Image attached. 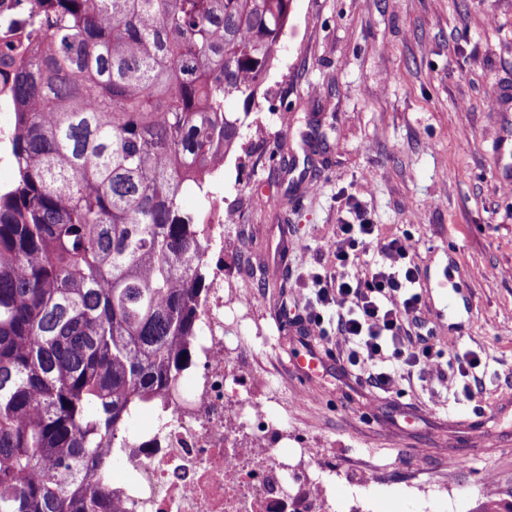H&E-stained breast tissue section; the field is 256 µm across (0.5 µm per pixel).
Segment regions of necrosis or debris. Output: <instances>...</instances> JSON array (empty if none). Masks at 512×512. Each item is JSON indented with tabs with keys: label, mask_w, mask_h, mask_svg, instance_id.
<instances>
[{
	"label": "necrosis or debris",
	"mask_w": 512,
	"mask_h": 512,
	"mask_svg": "<svg viewBox=\"0 0 512 512\" xmlns=\"http://www.w3.org/2000/svg\"><path fill=\"white\" fill-rule=\"evenodd\" d=\"M205 309L196 370L171 388L166 417L141 423L113 459L110 502L121 512H338L335 494L315 479L332 466L315 449L269 448L286 427L271 425L260 398L230 393L246 337L224 333V276Z\"/></svg>",
	"instance_id": "obj_1"
}]
</instances>
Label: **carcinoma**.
Wrapping results in <instances>:
<instances>
[{
	"label": "carcinoma",
	"mask_w": 512,
	"mask_h": 512,
	"mask_svg": "<svg viewBox=\"0 0 512 512\" xmlns=\"http://www.w3.org/2000/svg\"><path fill=\"white\" fill-rule=\"evenodd\" d=\"M38 2L36 36L4 40L0 512H105L133 414L196 353L206 218L184 197L209 204L293 0Z\"/></svg>",
	"instance_id": "1"
}]
</instances>
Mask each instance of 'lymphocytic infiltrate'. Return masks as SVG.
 <instances>
[{
	"mask_svg": "<svg viewBox=\"0 0 512 512\" xmlns=\"http://www.w3.org/2000/svg\"><path fill=\"white\" fill-rule=\"evenodd\" d=\"M375 224L361 219L357 224L336 227L329 248L336 259L332 274H315L314 300L296 317L307 331L335 337L342 347V360L349 365L369 366L371 387L386 391L414 372L434 375L445 386L468 375L478 365L473 357H456L448 372L433 356L432 346L413 347L406 324L420 310L421 298L413 286L420 269L413 260L415 245L410 235L383 241L375 257L361 262L360 249L371 241ZM336 310V322L324 326L321 308Z\"/></svg>",
	"mask_w": 512,
	"mask_h": 512,
	"instance_id": "obj_1",
	"label": "lymphocytic infiltrate"
}]
</instances>
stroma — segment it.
<instances>
[{"instance_id": "stroma-1", "label": "stroma", "mask_w": 512, "mask_h": 512, "mask_svg": "<svg viewBox=\"0 0 512 512\" xmlns=\"http://www.w3.org/2000/svg\"><path fill=\"white\" fill-rule=\"evenodd\" d=\"M236 149L212 177L224 211L209 268L243 318L247 370L288 448L338 465L336 496L365 512H473L488 481L512 488V0H293L281 49ZM321 133L311 152L307 135ZM287 143L288 160L278 148ZM365 210L380 238L411 234L421 309L407 328L479 365L443 387L413 375L383 392L292 318L327 242ZM326 354L306 375V350ZM371 462L359 499L341 465ZM455 479L451 504L408 472Z\"/></svg>"}]
</instances>
